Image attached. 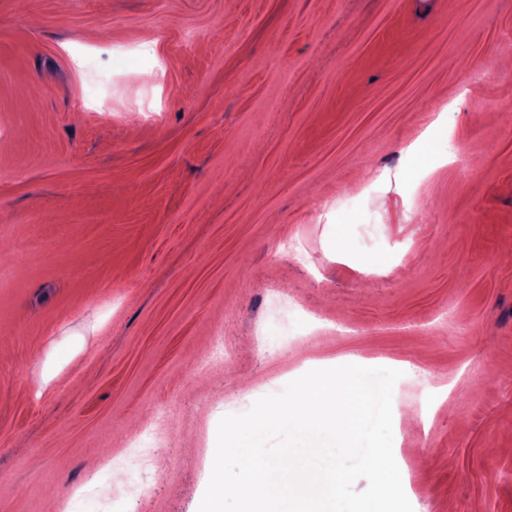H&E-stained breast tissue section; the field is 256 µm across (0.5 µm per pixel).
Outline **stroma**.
I'll use <instances>...</instances> for the list:
<instances>
[{"label": "stroma", "instance_id": "obj_1", "mask_svg": "<svg viewBox=\"0 0 512 512\" xmlns=\"http://www.w3.org/2000/svg\"><path fill=\"white\" fill-rule=\"evenodd\" d=\"M507 242L512 0H0V512H198L349 356L411 367L414 512H512Z\"/></svg>", "mask_w": 512, "mask_h": 512}]
</instances>
